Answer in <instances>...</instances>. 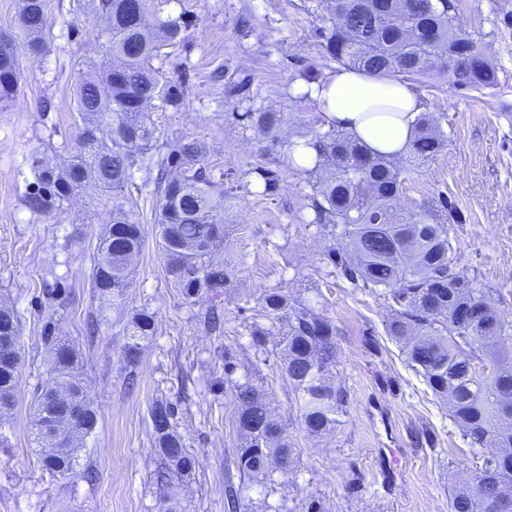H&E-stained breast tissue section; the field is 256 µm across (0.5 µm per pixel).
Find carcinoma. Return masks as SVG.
<instances>
[{"label":"carcinoma","mask_w":512,"mask_h":512,"mask_svg":"<svg viewBox=\"0 0 512 512\" xmlns=\"http://www.w3.org/2000/svg\"><path fill=\"white\" fill-rule=\"evenodd\" d=\"M463 0H316L322 25L314 35L325 60L373 77L415 81L444 79L458 90L494 89L499 67L486 52L485 42L460 22ZM111 41L112 65L80 82L75 101L81 120L78 152L63 167L33 161L35 182L24 205L35 215L60 212L75 190L93 184L117 192L132 183L137 154L149 149L153 130L149 112L154 101L172 108L184 101L179 84L162 81L153 67L159 43L178 34L175 23L153 26L145 0H99ZM27 48L45 50L46 0H22L18 16ZM21 73L16 50L0 39V106L18 97ZM267 142L265 156L282 145L279 112L236 113ZM316 150L311 168L294 158L295 142L288 143V169L311 177L312 193L304 196L300 211H309V224L344 242L331 248L326 259L354 288H362L393 303L386 325L388 335L402 343L407 362L421 375L431 392L448 404V415L469 440L482 464L450 500V512H512V355L503 347L512 338L506 319L492 294L452 267V225L462 223L455 204L445 196L420 203L414 210L399 208L412 164L423 163L445 146L443 132L422 115L409 147V157L388 158L333 125L318 124L299 134ZM157 189L154 224L167 269L176 277L187 299L202 294L218 299L233 286L235 265L214 259L224 241L218 213L229 207L234 187L223 189L204 165L203 144L181 136L167 144L156 161ZM260 194L274 196L280 170L257 164ZM145 245L144 225L123 207L112 209L110 224L93 256L92 296L101 304L126 301L131 287L132 262ZM482 312L474 322L472 310ZM257 317L250 331L254 355L266 354V337L278 329L274 354L282 376L292 387L300 427L309 435L336 432L346 413V392L336 381V325L305 301L280 288H269L258 298ZM200 322L210 333L224 334L218 307L209 308ZM156 332V315L137 311L126 326L125 355L135 361L141 342ZM48 377L36 396L33 420L35 441L42 448L44 466L67 475L79 464L82 440L96 428L97 409L81 391L78 354L74 346L54 336L51 322L43 330ZM0 336L19 341L18 317L0 301ZM489 363L492 375L477 379L472 366ZM20 352L0 357V394L9 395L19 384ZM254 362L224 356V383L237 403L232 419L234 464L243 480L265 481V487L293 472L296 444L287 427L271 413L265 390L254 384ZM241 370L239 377L234 376ZM65 389L80 398L86 410L68 445L59 448L44 427L42 396ZM156 440L160 484L192 476L195 458L177 431L176 407L157 401L149 410ZM496 452L485 455L484 449ZM225 512H242L244 503L233 487L224 490Z\"/></svg>","instance_id":"obj_1"}]
</instances>
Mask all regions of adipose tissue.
I'll list each match as a JSON object with an SVG mask.
<instances>
[{
    "instance_id": "adipose-tissue-1",
    "label": "adipose tissue",
    "mask_w": 512,
    "mask_h": 512,
    "mask_svg": "<svg viewBox=\"0 0 512 512\" xmlns=\"http://www.w3.org/2000/svg\"><path fill=\"white\" fill-rule=\"evenodd\" d=\"M308 90L326 123L391 158L406 152L423 109L403 81L372 77L351 68L337 69Z\"/></svg>"
}]
</instances>
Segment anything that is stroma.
I'll use <instances>...</instances> for the list:
<instances>
[{"label":"stroma","mask_w":512,"mask_h":512,"mask_svg":"<svg viewBox=\"0 0 512 512\" xmlns=\"http://www.w3.org/2000/svg\"><path fill=\"white\" fill-rule=\"evenodd\" d=\"M151 22L180 25L177 41L153 64L164 79L182 84L184 104L156 103L150 114V154L180 135L201 140L205 164L236 187L224 214L230 234L221 257L238 263L234 288L221 297L226 332L208 334L198 322L209 296L188 300L177 288L153 239L154 185L135 166L131 186L118 197L87 187L63 213L36 216L23 198L34 180L33 159L62 165L77 148V84L107 60V25L93 0H48V50L30 55L17 44L21 90L0 110V299L20 320V384L16 405L0 419V512H161L170 499L179 512H224L226 461L234 449V400L224 387V355L251 345L261 293L282 287L306 300L336 325V375L347 393L335 434L308 436L296 418L294 394L276 357L258 361L255 379L276 416L299 445L293 473L273 491L254 484L244 497L250 512L286 504L305 512L315 499L323 512H449L455 487L476 464L466 439L422 376L409 366L399 342L386 332L387 300L352 288L323 262L336 238L298 216L311 188L288 173V150L273 165L282 170L276 196L255 194L244 173L260 160L264 140L234 113H285L283 139L296 138L315 106L302 94L304 68L336 71L313 36L320 21L310 0H146ZM500 84L460 91L428 78L418 87L426 114L445 133L440 153L412 170L401 199L406 208L444 195L464 217L451 232L455 269L489 289L512 316V35L491 40ZM50 111H42L43 99ZM144 224L148 239L135 261L126 303L100 309L89 277L100 236L115 206ZM57 294V335L82 355V378L98 409V424L80 452V467L47 470L30 421L37 388L48 368L43 310ZM156 315V333L135 363L124 354V328L134 310ZM97 320L94 341L85 338ZM164 400L178 408V430L196 459L189 480L157 485L148 411ZM93 469L94 481L84 477Z\"/></svg>","instance_id":"35a3bbf8"}]
</instances>
